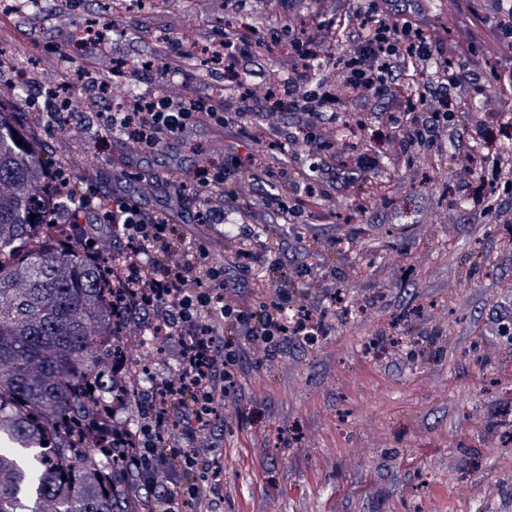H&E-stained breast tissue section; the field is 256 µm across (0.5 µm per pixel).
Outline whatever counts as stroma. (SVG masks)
Masks as SVG:
<instances>
[{
	"label": "stroma",
	"instance_id": "stroma-1",
	"mask_svg": "<svg viewBox=\"0 0 512 512\" xmlns=\"http://www.w3.org/2000/svg\"><path fill=\"white\" fill-rule=\"evenodd\" d=\"M356 0H148L118 12L122 22L108 54L88 58L80 32L105 19L101 0H47L43 9L0 14V45L12 47L26 74L25 94L0 99L21 129L28 100L72 74L71 94L84 103L87 80H109L114 60L151 59L163 47L190 49L185 75L168 82L178 97L204 96L222 84L200 53L214 32L249 23L267 36L287 23L315 30L351 14ZM489 0H423L419 20L462 75L487 78L469 112L444 125L430 149L403 154L390 129L350 100L348 122L366 120L355 153L379 161V174L334 183L296 224H264L262 201L248 172L228 181L243 208L240 224L179 228L214 259L231 263L244 246L263 252L240 304L268 307L281 277L294 280L302 303L324 324L318 344L297 336L275 355L238 340L236 385L213 428L198 442L221 470L212 512H512V221L495 223L487 203L512 218V190L480 191L492 159L512 152V84L493 73L512 65V40L495 36ZM476 53H468V45ZM483 135H476L477 126ZM44 145L73 148L72 169L103 194L141 197L147 209L168 205L164 177L199 165H222L252 152L277 180L303 181L329 154L291 145L280 165L275 121L254 116L220 133L206 122L163 154L122 157L97 121L68 122L42 134ZM340 291L349 315L330 295ZM125 365L144 397L172 372L175 347L161 338L144 349L131 325L120 342Z\"/></svg>",
	"mask_w": 512,
	"mask_h": 512
}]
</instances>
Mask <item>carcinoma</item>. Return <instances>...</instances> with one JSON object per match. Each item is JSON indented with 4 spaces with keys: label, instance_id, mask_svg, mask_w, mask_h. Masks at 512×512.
Returning <instances> with one entry per match:
<instances>
[{
    "label": "carcinoma",
    "instance_id": "obj_1",
    "mask_svg": "<svg viewBox=\"0 0 512 512\" xmlns=\"http://www.w3.org/2000/svg\"><path fill=\"white\" fill-rule=\"evenodd\" d=\"M49 163L0 124V253L21 252L0 264V512H133L127 462L80 439L92 408L134 399L132 382L101 373L117 324L106 258L87 262L79 242L31 244Z\"/></svg>",
    "mask_w": 512,
    "mask_h": 512
}]
</instances>
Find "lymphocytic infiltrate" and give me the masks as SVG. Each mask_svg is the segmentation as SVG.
<instances>
[{"label":"lymphocytic infiltrate","mask_w":512,"mask_h":512,"mask_svg":"<svg viewBox=\"0 0 512 512\" xmlns=\"http://www.w3.org/2000/svg\"><path fill=\"white\" fill-rule=\"evenodd\" d=\"M347 25L352 28L354 48L336 61L344 74L342 88L316 78L325 61L317 49L321 32L289 34L288 72L274 81L263 60L276 47V40L245 24L225 29L204 48L211 64L224 73L223 92L204 99H175L163 92L168 79L182 73L184 57L181 49L166 48L148 61H119L131 81L149 76L157 88L148 96H132L127 111L102 112L98 118L120 139L139 144L141 153L152 157L162 154L171 142L182 140L198 122L223 127L230 117L255 115L266 101L287 108L305 129L314 131L340 122L345 102L355 98L374 107L385 106V120L403 151L435 145L448 115L432 108L435 93L431 88L406 87L400 72L401 67L415 68L433 60L435 37L414 18L404 16L394 0H369L353 18L330 23L337 30ZM418 107L430 109L431 122L408 130L402 115ZM309 144L315 151L341 158L339 168L328 172L333 180H363L379 164L376 157L365 153L346 163L347 144L337 139L314 137ZM234 166L252 170L254 184L264 188L263 206L270 222L295 220L296 211L284 205L287 184L272 185L270 174L253 169L251 159L235 158ZM46 176L56 186L55 193L43 201L53 224L79 226L81 238L90 244L103 225L117 224L126 243L142 250L143 263L119 283L114 309L121 318L159 324L178 347L177 366L156 380L137 430L122 427L114 412L98 410L87 417L83 439L121 448L134 473L133 481L125 485L128 501H137L144 492L159 500L161 512H184L189 500L198 497L203 481L211 480V472H204L202 482L181 490L158 488L153 475L163 464L173 469L197 467L208 455L207 449L198 447L197 434L214 425L224 394L236 381L237 350L231 343L219 342L220 328L251 342L275 346L280 338L300 332L299 326L289 325L284 318L285 310L295 309L297 316L305 318L311 312L297 303L285 280L277 285L278 300L272 308L255 313L241 310L226 300L223 264L184 246L168 216L149 211L133 196L116 195L109 200L85 192L71 196L72 173L65 168L49 169ZM228 178L222 169L199 166L193 170V186L202 195L195 212L197 223H240L242 211L225 190Z\"/></svg>","instance_id":"1"}]
</instances>
